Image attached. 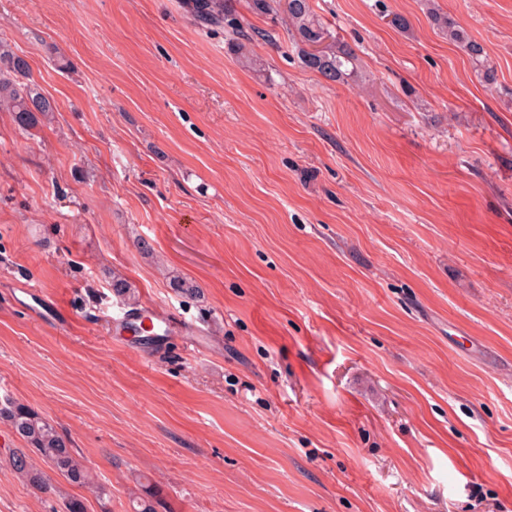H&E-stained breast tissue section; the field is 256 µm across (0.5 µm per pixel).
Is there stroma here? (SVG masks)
<instances>
[{
	"label": "stroma",
	"mask_w": 512,
	"mask_h": 512,
	"mask_svg": "<svg viewBox=\"0 0 512 512\" xmlns=\"http://www.w3.org/2000/svg\"><path fill=\"white\" fill-rule=\"evenodd\" d=\"M311 4L355 81L283 14L0 0L56 106L0 112V399L109 490L23 480L0 421V512H512V0ZM116 276L189 330L135 333ZM194 21L203 26H221L237 43L262 41L271 45L279 39L278 33L256 28L248 19L226 4L228 0H193ZM430 19L437 29L448 37L450 43L455 44L459 49L465 52L475 64L482 65L485 57L483 47L474 41L468 32L457 25L456 22L449 19L447 15L440 12H430Z\"/></svg>",
	"instance_id": "35a3bbf8"
}]
</instances>
